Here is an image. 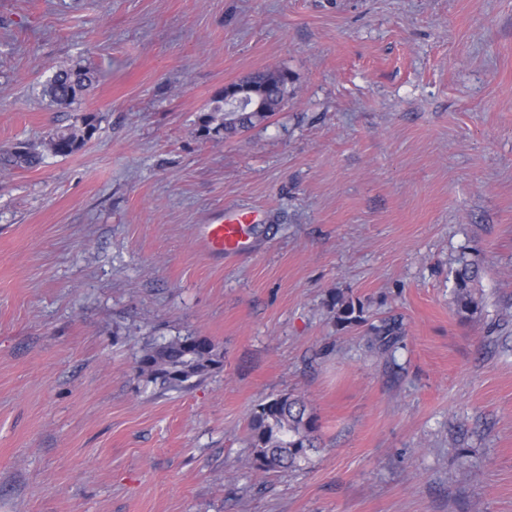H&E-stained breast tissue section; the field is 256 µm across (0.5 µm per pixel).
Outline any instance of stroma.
Returning <instances> with one entry per match:
<instances>
[{"label":"stroma","mask_w":512,"mask_h":512,"mask_svg":"<svg viewBox=\"0 0 512 512\" xmlns=\"http://www.w3.org/2000/svg\"><path fill=\"white\" fill-rule=\"evenodd\" d=\"M262 68L281 109L206 132ZM87 117L0 171V512H512V0H0V150ZM228 211L254 249L209 256ZM177 336L224 358L167 389L137 361ZM287 391L318 449L262 473L248 422ZM97 81L98 74L88 68L60 69L48 80L43 93L60 106H70ZM252 83L265 97L266 112H241L256 103L254 111H258L261 100L256 92L245 84H225L224 106L227 110L240 112H224V107L217 105L210 110L206 116L205 128L210 131L209 125L218 122L212 130L219 133L223 130L227 133H234L240 130H247L265 122L276 112L283 103L288 85L292 82L287 70L283 69H257L244 78ZM82 129H62L49 136L47 141L40 145L20 144L11 150L0 153V167L33 168L43 161L44 153L49 152L55 156H68L78 150L90 137L93 125L87 118L83 119ZM480 277V267L474 262L462 258L455 271L456 301L460 310L468 313L477 306L473 291ZM332 308L336 309L337 325H347L359 322L361 319V306L358 307V315H355L356 308L352 301L345 300L340 294L333 297Z\"/></svg>","instance_id":"obj_1"}]
</instances>
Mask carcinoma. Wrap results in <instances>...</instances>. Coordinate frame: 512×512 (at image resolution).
I'll use <instances>...</instances> for the list:
<instances>
[{
  "mask_svg": "<svg viewBox=\"0 0 512 512\" xmlns=\"http://www.w3.org/2000/svg\"><path fill=\"white\" fill-rule=\"evenodd\" d=\"M245 80L253 84L265 97L264 112H226L217 105L206 116L205 125L216 123L215 132L234 133L265 122L283 103L291 78L283 69H257ZM98 74L88 68L60 69L48 80L43 93L60 106L78 101ZM93 125L83 119V128L62 129L39 144H20L0 153V167L33 168L43 161L44 153L68 156L78 150L90 137ZM480 277V267L465 258L455 271L456 301L460 310L468 313L476 307L473 291ZM336 324L344 326L359 322L352 301L341 295L333 297ZM175 338L146 349L137 362L139 373L158 378L170 389L185 386L194 377H203L220 364L218 353L211 341L202 337ZM318 429L316 417L307 411L305 402L283 393L266 399L254 409L249 422V441L253 467L260 472H279L295 468L308 458L314 448V432Z\"/></svg>",
  "mask_w": 512,
  "mask_h": 512,
  "instance_id": "carcinoma-1",
  "label": "carcinoma"
}]
</instances>
